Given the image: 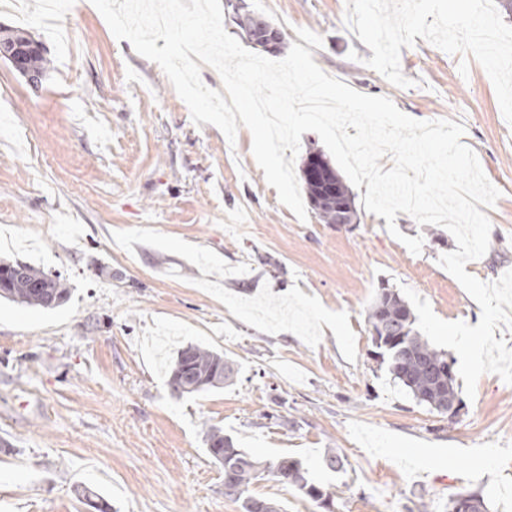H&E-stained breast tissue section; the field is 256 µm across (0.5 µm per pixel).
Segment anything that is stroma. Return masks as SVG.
<instances>
[{"instance_id":"1","label":"stroma","mask_w":512,"mask_h":512,"mask_svg":"<svg viewBox=\"0 0 512 512\" xmlns=\"http://www.w3.org/2000/svg\"><path fill=\"white\" fill-rule=\"evenodd\" d=\"M327 74L420 120H452L500 189L487 253L465 270L512 269V125L473 57L402 48L401 88L366 66L346 0H247ZM69 36L25 28L49 69L31 87L0 58V260L59 276L54 309L0 300V512H240L206 451L216 426L259 461L299 459L334 492L324 510L271 477L251 494L281 512H448L461 491L512 512V385L482 375L454 418L417 404L373 355L365 310L381 284L409 287L445 321L477 325L438 259L450 232L359 210L353 229L300 221L255 165L252 135L195 125L163 70L114 37L91 0H64ZM357 59H350V52ZM423 239L412 254L402 236ZM224 353L233 382L168 385L179 349ZM288 426H281L280 418ZM342 457L330 471L327 449Z\"/></svg>"}]
</instances>
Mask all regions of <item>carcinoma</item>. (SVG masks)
Returning <instances> with one entry per match:
<instances>
[{
    "label": "carcinoma",
    "mask_w": 512,
    "mask_h": 512,
    "mask_svg": "<svg viewBox=\"0 0 512 512\" xmlns=\"http://www.w3.org/2000/svg\"><path fill=\"white\" fill-rule=\"evenodd\" d=\"M307 157L317 159L326 173L320 183L302 177L307 198L318 218L325 224L336 223L341 206L347 207L351 218H357L354 198L331 161L318 150L308 151ZM0 298L30 308L54 309L67 300L68 289L59 278L26 263L0 262ZM365 316L376 348L374 356L388 365L393 380L418 404L445 414L447 403L458 399L454 358L419 334L409 305L396 291L381 287ZM435 366L449 369L440 381L430 372ZM234 374L233 362L211 349L190 345L178 351L169 379L181 380L182 393L193 394L217 388L232 380ZM206 444L208 454L224 467V497L239 504L241 512H279L276 503L250 494L249 487L265 472L321 504L329 503L333 497V493L309 478L297 459L283 457L267 466L237 448L231 437L214 426L207 431ZM463 500L474 502L471 512H487L483 497L471 492L450 499L448 512H460L458 504Z\"/></svg>",
    "instance_id": "1"
}]
</instances>
